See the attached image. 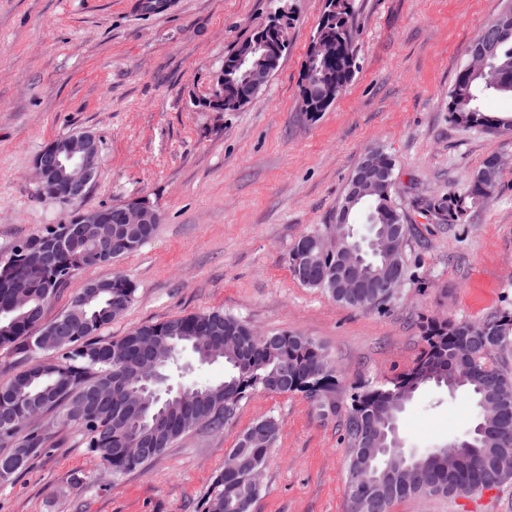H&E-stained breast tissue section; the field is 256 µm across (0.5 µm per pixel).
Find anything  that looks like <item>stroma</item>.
Listing matches in <instances>:
<instances>
[{
  "label": "stroma",
  "mask_w": 512,
  "mask_h": 512,
  "mask_svg": "<svg viewBox=\"0 0 512 512\" xmlns=\"http://www.w3.org/2000/svg\"><path fill=\"white\" fill-rule=\"evenodd\" d=\"M289 48L260 96L236 112L201 102L224 58L279 0H0V250L91 210L143 195L161 223L139 250L77 274L48 306L65 311L91 280L124 271L136 292L103 327L132 328L213 309L260 334L323 343L344 393L412 365L421 315L479 320L512 305V134L452 121L449 94L468 47L506 0H356L357 72L325 111L302 110L301 81L326 0H288ZM76 131L96 135L99 177L78 205L41 198L35 155ZM396 161L414 275L383 312L336 303L294 280L298 238L336 221L360 157ZM507 164L493 199L459 224H436L422 198L466 190L489 155ZM280 427L252 512H349L339 417L301 393L255 391L218 432L195 428L144 469L116 478L75 429L0 484V512H203L224 459L259 418ZM475 410L435 386L401 416L406 451L465 436ZM390 512H512V481L471 497L408 498Z\"/></svg>",
  "instance_id": "obj_1"
}]
</instances>
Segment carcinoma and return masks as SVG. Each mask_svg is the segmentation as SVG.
I'll list each match as a JSON object with an SVG mask.
<instances>
[{
  "instance_id": "1",
  "label": "carcinoma",
  "mask_w": 512,
  "mask_h": 512,
  "mask_svg": "<svg viewBox=\"0 0 512 512\" xmlns=\"http://www.w3.org/2000/svg\"><path fill=\"white\" fill-rule=\"evenodd\" d=\"M354 0H328L315 38L336 40V63L317 64L304 75L303 106L327 98L334 102L357 71L354 45ZM512 97V33L502 38L483 73L461 68L450 93L448 111L453 120L496 133L512 132V115L483 111V96ZM502 178L470 182L460 195L431 201L425 211L437 222L454 224L468 211L484 205ZM361 215L367 234L349 228L348 241H334V251H323L326 237L336 225L301 236L288 253V269L301 284L319 289L332 300L360 309L381 312L395 298L389 288L364 289L357 303L347 289L329 281L345 243L361 242V268L371 278L399 273L408 279L404 253L408 235L405 215L395 196V184L380 187L350 211L349 223ZM76 212L67 224H51L41 232L17 240L9 252L0 253V346L11 348L27 361L21 371L0 383V468L14 467L19 477L27 464L40 456L53 430L76 428L86 445L100 454L113 476L140 470L165 449L194 429L198 421L214 429L234 417L239 404L256 390L268 393H303L321 413L340 416L343 441L349 448L346 496L350 512H359L354 491L371 476L363 440L381 438L389 446L387 462L393 477L391 489L370 500L366 512H389L391 505L407 498L475 496L509 477L495 469L497 449L512 448V307L496 310L480 320L423 317V342L413 364L386 382L360 388L351 402L336 401V368L325 347L309 336L277 333L266 340L252 334L242 320L220 309L178 316L134 328L117 341L97 338V332L120 317L130 305L135 287L116 272L108 280L85 287L69 308L47 322L45 310L77 272L107 265L138 250L150 239L155 224H81ZM76 324L72 336H46L57 323ZM154 346L157 371L168 377L181 370L180 352L189 348L201 365L224 361V379L190 387L192 398L182 403L170 393L150 398L151 408L164 410V428L150 444L153 451L141 457L119 453L132 448L144 433L137 421L124 418L122 390L112 386L134 363L131 349L140 338ZM51 352V358H36ZM429 385L461 391L474 403L476 421L471 431L456 441L463 458L448 464V446H437L411 455L392 445L406 406ZM279 436L273 417L253 422L230 450L203 512H250L263 488L248 483L252 466L266 464Z\"/></svg>"
}]
</instances>
